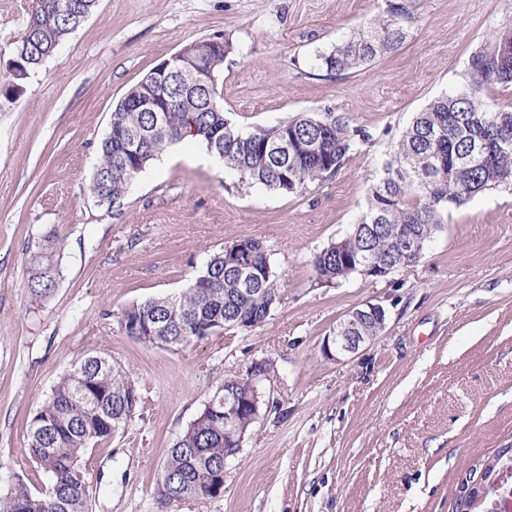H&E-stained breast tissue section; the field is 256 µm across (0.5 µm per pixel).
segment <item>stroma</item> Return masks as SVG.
I'll return each instance as SVG.
<instances>
[{
	"label": "stroma",
	"instance_id": "stroma-1",
	"mask_svg": "<svg viewBox=\"0 0 512 512\" xmlns=\"http://www.w3.org/2000/svg\"><path fill=\"white\" fill-rule=\"evenodd\" d=\"M99 0L95 14L7 97L0 93V498L49 478L31 461V415L81 353L128 369L142 397L125 431L85 454L89 512H162L156 477L220 382L274 369L264 405L216 498L177 512H454L472 466L512 438V182L449 207L422 257L383 280L315 284L313 255L348 234L392 145L434 98L465 82L470 55L512 19V0ZM29 0H0V79ZM406 39L338 77L319 54L380 19ZM219 36L224 111L272 126L302 112L348 118L369 141L305 196L239 186L199 144L162 154L121 210L89 192L97 147L126 92L187 44ZM63 237L54 296L31 303L25 250ZM243 237L272 250L281 297L263 325L178 349L126 336L115 315L187 287ZM387 298L385 330L357 355L321 346L337 320Z\"/></svg>",
	"mask_w": 512,
	"mask_h": 512
}]
</instances>
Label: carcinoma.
<instances>
[{"label": "carcinoma", "mask_w": 512, "mask_h": 512, "mask_svg": "<svg viewBox=\"0 0 512 512\" xmlns=\"http://www.w3.org/2000/svg\"><path fill=\"white\" fill-rule=\"evenodd\" d=\"M97 0H31L14 59L35 72L60 44L96 9ZM404 29L376 22L326 54L321 66L341 75L390 53L405 41ZM163 112H143L126 93L111 112L98 150L90 193L110 210L123 204L130 183L162 151L190 135L224 160L241 185L261 184L285 194L303 195L311 185L332 176L346 159L354 139L369 135L343 117L298 114L268 128L241 129L221 103L218 84L210 89L211 104L186 94L171 78ZM512 85V24L472 53L465 86L434 99L416 113L398 140L391 159L372 184L360 227L344 237L352 258L369 250L387 263L397 260L398 239L418 230L428 242L442 228L448 206H460L473 195L512 181V98L486 93L491 86ZM490 138L485 152L474 157L472 145ZM139 139L137 151L127 143ZM291 146L278 156L271 146ZM316 143L314 151L305 146ZM64 242L49 231L27 247L24 282L32 302L48 300L61 278ZM315 280L332 287L351 276L336 258L331 241L312 259ZM276 266L263 241L244 237L206 261L186 289L149 298L123 308L121 331L145 345L178 348L226 329L266 323L280 303L274 288ZM247 288L249 292L242 293ZM250 391L241 376L224 379L203 410L169 448L157 481L160 500L168 505L185 498L217 497L224 490V387ZM135 381L118 363L97 350L78 357L48 398L32 414L27 454L50 479L48 488L33 493L17 482L0 500V512H88L89 491L81 462L88 449L109 443L135 418L140 404Z\"/></svg>", "instance_id": "carcinoma-1"}]
</instances>
